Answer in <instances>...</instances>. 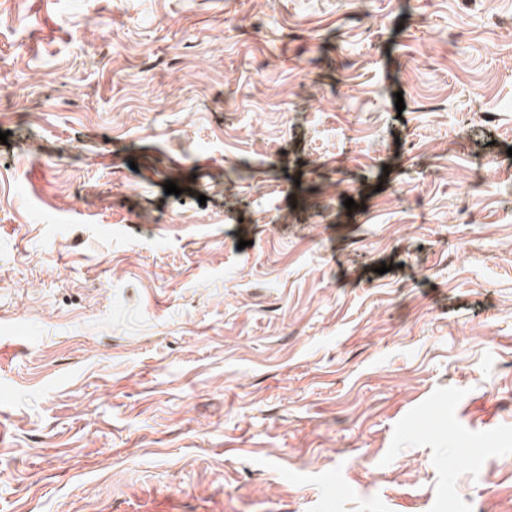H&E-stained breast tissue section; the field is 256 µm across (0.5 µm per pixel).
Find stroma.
<instances>
[{
    "label": "stroma",
    "mask_w": 512,
    "mask_h": 512,
    "mask_svg": "<svg viewBox=\"0 0 512 512\" xmlns=\"http://www.w3.org/2000/svg\"><path fill=\"white\" fill-rule=\"evenodd\" d=\"M0 132V512H512V0H0Z\"/></svg>",
    "instance_id": "stroma-1"
}]
</instances>
